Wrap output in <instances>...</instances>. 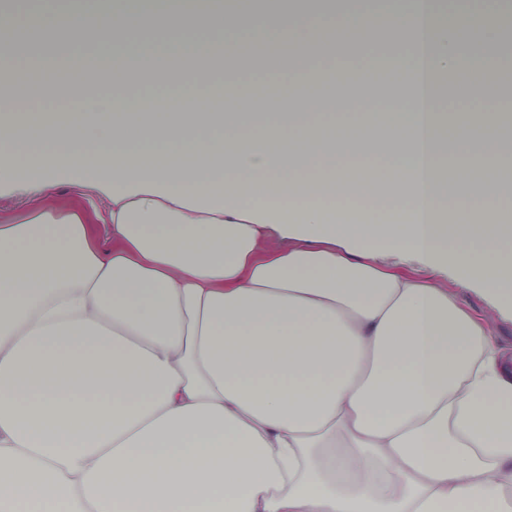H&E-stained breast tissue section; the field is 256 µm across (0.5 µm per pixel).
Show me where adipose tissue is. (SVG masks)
<instances>
[{
	"label": "adipose tissue",
	"mask_w": 512,
	"mask_h": 512,
	"mask_svg": "<svg viewBox=\"0 0 512 512\" xmlns=\"http://www.w3.org/2000/svg\"><path fill=\"white\" fill-rule=\"evenodd\" d=\"M433 0H333L251 14L145 10L108 0L93 26L68 11L71 44L152 45L175 32L197 69L215 33L225 64L243 36L295 55L327 31L368 42L393 23L405 121L388 144L352 120L287 130L225 87L179 116L133 126L114 98L128 71L68 122L0 115V187L28 197L0 224V512H512V261L498 225L450 215L470 174L504 160L500 117L437 102L478 43L436 24ZM74 59L0 61L16 109ZM258 133H244L245 124ZM391 156L388 216L355 200L369 166L300 180L325 154ZM107 197L102 249L84 212L53 202L58 161ZM479 286L488 306L463 308Z\"/></svg>",
	"instance_id": "ef3b65f1"
}]
</instances>
